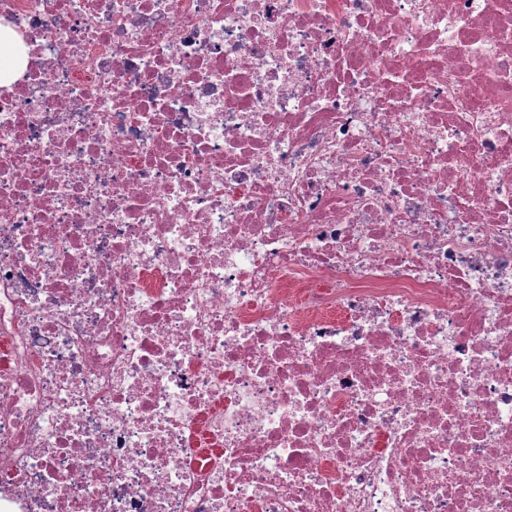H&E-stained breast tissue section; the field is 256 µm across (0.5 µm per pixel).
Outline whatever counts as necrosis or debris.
Here are the masks:
<instances>
[{
    "label": "necrosis or debris",
    "instance_id": "4bbe7bcc",
    "mask_svg": "<svg viewBox=\"0 0 512 512\" xmlns=\"http://www.w3.org/2000/svg\"><path fill=\"white\" fill-rule=\"evenodd\" d=\"M0 26V512H512V0Z\"/></svg>",
    "mask_w": 512,
    "mask_h": 512
}]
</instances>
